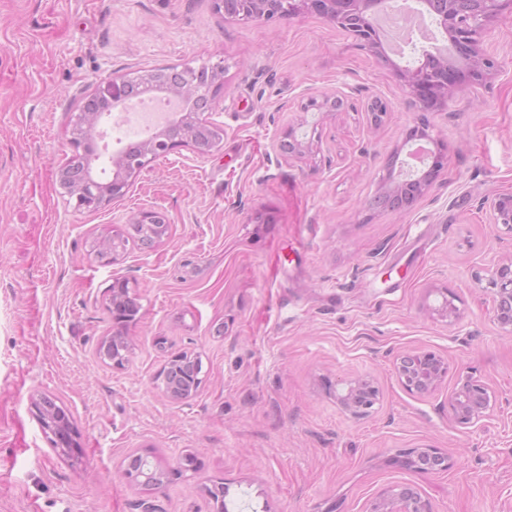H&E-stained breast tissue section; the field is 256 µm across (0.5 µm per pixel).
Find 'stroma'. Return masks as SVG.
I'll return each instance as SVG.
<instances>
[{
	"label": "stroma",
	"mask_w": 512,
	"mask_h": 512,
	"mask_svg": "<svg viewBox=\"0 0 512 512\" xmlns=\"http://www.w3.org/2000/svg\"><path fill=\"white\" fill-rule=\"evenodd\" d=\"M499 71L440 111L422 113L391 70L327 20H225L212 0H0V512H370L414 487L432 512H512V332L494 318L486 279L512 255L489 201L512 191V19L484 41ZM222 65L205 111L221 134L151 162L126 195L78 207L59 184L74 121L113 75ZM355 89L321 120L315 157H280V132L304 95ZM389 105L371 125L366 103ZM428 120L448 165L406 209L373 199L406 136ZM163 212L168 237L129 243L112 265L91 247L132 212ZM141 304L128 360L102 362L116 329L110 288ZM451 300L459 318L440 317ZM448 363L432 391H407L398 355ZM202 362V385L169 400V354ZM496 397L463 428L448 398L466 374ZM378 389L355 415L350 380ZM67 409L78 452L49 443L33 400ZM448 456L407 467L409 449ZM137 453L193 470L159 489L125 474Z\"/></svg>",
	"instance_id": "35a3bbf8"
}]
</instances>
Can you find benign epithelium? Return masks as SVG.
<instances>
[{
  "label": "benign epithelium",
  "instance_id": "obj_1",
  "mask_svg": "<svg viewBox=\"0 0 512 512\" xmlns=\"http://www.w3.org/2000/svg\"><path fill=\"white\" fill-rule=\"evenodd\" d=\"M439 23L448 33L451 45L465 66L458 68L448 63V58L426 55L418 66L409 68L391 64L394 75L406 90L407 94L419 104L424 112L440 110L448 102V98L458 89L466 86H486L497 74V62L484 54L482 42L489 26L501 19L512 17V0H468L472 9L461 12L455 4L461 0H423ZM387 0H214L217 13L231 18L246 19L261 23L289 20L296 17L318 16L341 25L346 21L345 14L357 10L369 17L377 10L385 7ZM356 38L361 46L369 49L383 61H389L379 46L378 33L367 23L360 24ZM181 73L169 74L164 91L174 99H183L195 93L194 87L185 81ZM128 78L114 76L112 81L103 86L100 94L114 101L123 95ZM349 96L335 93L309 95L298 105L299 112L307 114L317 112L329 114L340 109ZM177 124L182 134L177 137L158 136L157 140L145 143L139 160L127 163L120 152L111 157L112 164L117 168H129L124 178L112 182V185L100 184L101 178L96 168L88 170L86 181L72 190L79 206L86 209H98L110 200L120 198L124 194L127 181L139 175L141 170L158 157L168 156L187 145H195L193 130L199 125H211L201 112H189L183 115ZM307 124L302 119L295 125L286 127L277 139L276 150L286 159L292 157H311L317 153L321 142L320 134L315 132L318 123L312 124L313 132L297 138V131ZM447 167V151L438 145L437 152L425 172L417 179L393 186V189L413 188L414 199L426 197L437 178ZM492 223L501 224L512 231V192L500 193L489 202ZM490 288L496 298L495 318L504 327L512 326V258L500 261L488 279ZM448 373V365L440 356L433 352H408L399 358L396 374L409 391L426 393L431 391ZM376 390L365 379H358L348 388L343 398L345 407L368 409L374 405ZM495 401L489 388L470 377L466 378L458 391L448 398V405L455 421L465 427H475L487 417V411ZM37 417L45 433L50 435L53 446L66 453L78 448L76 432L70 420L54 421L53 415L37 404ZM378 512H431L428 500L410 487L397 492L388 489L378 501Z\"/></svg>",
  "mask_w": 512,
  "mask_h": 512
}]
</instances>
